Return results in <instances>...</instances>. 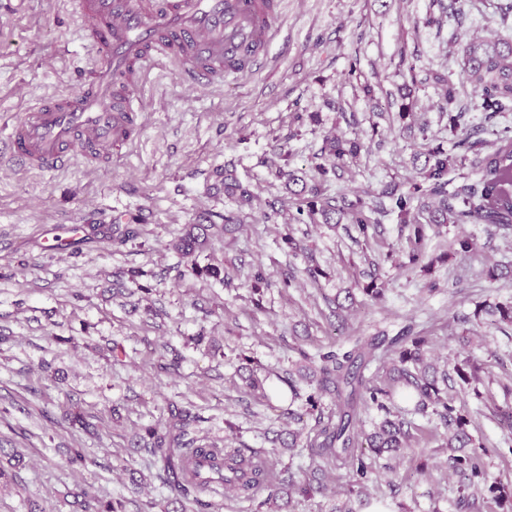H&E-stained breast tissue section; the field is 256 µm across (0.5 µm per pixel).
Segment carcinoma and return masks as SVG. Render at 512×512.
Returning <instances> with one entry per match:
<instances>
[{
  "label": "carcinoma",
  "mask_w": 512,
  "mask_h": 512,
  "mask_svg": "<svg viewBox=\"0 0 512 512\" xmlns=\"http://www.w3.org/2000/svg\"><path fill=\"white\" fill-rule=\"evenodd\" d=\"M462 69L473 86V108L483 112L512 111V40L476 37L466 41L461 48ZM361 143L356 139L336 136L325 140L314 164L318 184L311 188L312 198H298L295 221L310 224L328 223L346 219L360 236H367L369 228L381 218L395 214L400 223L407 225L414 211H425L431 224H491L499 228L512 227V130L499 134L491 149L483 152L477 143L463 136L454 144V150L427 149L420 169L421 182L403 189L394 184L379 192H363L355 199L341 198L333 203L323 198L319 183L331 178H341L347 160L356 157ZM224 189L238 196L242 206L251 205L250 192L235 179L224 183ZM208 225L194 224L180 239L178 250L191 260V271L206 272L220 277L216 267L202 268L197 264L208 241ZM410 246L404 252V265L410 268L424 263L425 235L422 228L413 225L408 237ZM429 341L425 336H409L402 330L395 336L347 337L346 343L321 351L311 357L303 354L310 363L304 367L301 378L314 386L315 393L306 399V409L298 420L312 421L308 430L288 432L283 447H298L306 455L308 475L302 482L293 474L278 477L274 462L259 461L233 448L224 452V462L215 465L209 477L224 483L225 494L248 497L260 488L270 489L266 500L257 505L256 512L277 499L284 487L294 489L300 496L310 498L326 489L324 478L332 470H345L355 482L363 484L374 472L369 454L385 453L396 458L409 447L414 428L408 413L394 403L395 391L405 388L414 396L413 415L439 417L448 430V447L465 448L471 443L466 420L455 413L449 404L444 388L454 383V378L468 383L479 377L481 366L474 359H467L437 377L438 370L427 362ZM375 361L383 362L385 373L365 376V370ZM330 399L329 405L322 398ZM376 406L384 418L376 431L364 434L360 428L361 413ZM198 417L179 408L170 410L169 417L145 429V435L135 442L138 452H145L155 459L156 478L165 486L171 499L164 512H181L179 505L191 502L196 512H209L211 504L199 497L200 489L188 478L192 459L211 454L215 445L194 446L190 437ZM448 469L461 478L462 492L476 490L484 472V463L470 454L448 455Z\"/></svg>",
  "instance_id": "cac0c4a2"
}]
</instances>
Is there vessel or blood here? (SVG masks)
Returning a JSON list of instances; mask_svg holds the SVG:
<instances>
[{
	"mask_svg": "<svg viewBox=\"0 0 512 512\" xmlns=\"http://www.w3.org/2000/svg\"><path fill=\"white\" fill-rule=\"evenodd\" d=\"M93 63L82 68L76 91L31 107L0 141L13 164L53 171L74 149L92 160L111 157L136 113L119 79L144 71L166 48L178 76L205 86L224 73L250 71L279 17L260 0H74Z\"/></svg>",
	"mask_w": 512,
	"mask_h": 512,
	"instance_id": "obj_1",
	"label": "vessel or blood"
}]
</instances>
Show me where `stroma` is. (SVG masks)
I'll return each mask as SVG.
<instances>
[{
	"instance_id": "stroma-1",
	"label": "stroma",
	"mask_w": 512,
	"mask_h": 512,
	"mask_svg": "<svg viewBox=\"0 0 512 512\" xmlns=\"http://www.w3.org/2000/svg\"><path fill=\"white\" fill-rule=\"evenodd\" d=\"M503 2L470 0L456 16L442 0H281V29L250 76L192 87L165 56L136 84L140 126L110 163L78 154L58 171L0 167V449L23 456L0 492V512H82L73 497L81 488L122 502L124 512H162L166 493L153 465L128 445L173 407L198 415L200 442L303 466L266 435L293 427L291 411L313 388L292 399L278 374L348 335L393 336L407 326L430 338L439 360L482 366L479 381L451 393L470 451L486 464L475 497L462 499L448 471L444 428L419 418L411 448L378 459L377 480L356 485L334 472L326 493L292 496L287 512H336L363 498L392 512H512V428L494 414L512 406V327L488 312L512 304V230L435 227L417 216L434 260L428 269L402 266L409 231L393 215L365 239L340 226L296 225L304 248L296 254L280 235L296 207L266 166L282 149L288 171L309 183L325 136L360 138L342 178L322 187L324 196L351 198L418 182L423 150L450 148L451 124L491 144L512 126V112L471 109L459 50L473 35L512 38ZM89 60L70 0H0V134L30 105L71 92L73 67ZM439 73L456 88L453 103ZM228 162L255 196L253 212L231 226L224 217L237 206L220 176ZM203 220L214 229L198 263L227 268L231 284L189 274L172 248ZM95 224H129L139 235L104 240ZM461 233L476 242L464 257L451 253ZM370 258L384 295L357 294L339 324L332 302ZM312 260L322 270L315 284L306 274ZM257 269L266 275L258 285ZM246 358L267 392L247 388ZM68 409L91 416L95 432L64 421ZM69 448L83 450L86 467L68 464ZM133 471L145 485L131 484Z\"/></svg>"
}]
</instances>
